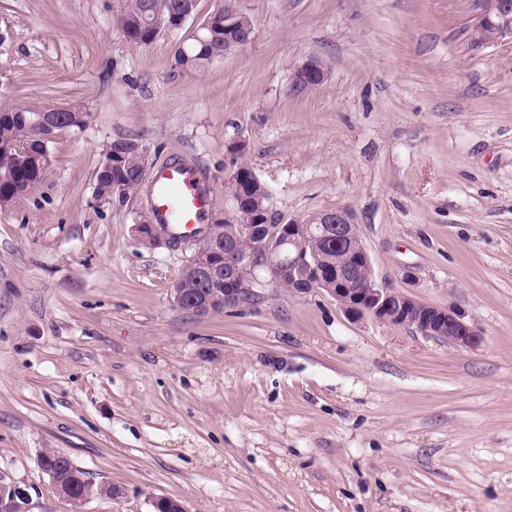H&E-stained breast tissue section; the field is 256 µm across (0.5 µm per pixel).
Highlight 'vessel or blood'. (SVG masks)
Segmentation results:
<instances>
[{
	"label": "vessel or blood",
	"instance_id": "1",
	"mask_svg": "<svg viewBox=\"0 0 512 512\" xmlns=\"http://www.w3.org/2000/svg\"><path fill=\"white\" fill-rule=\"evenodd\" d=\"M210 205V195L195 183L184 167L169 165L156 172L153 208L158 223L174 225L183 235H191L200 215Z\"/></svg>",
	"mask_w": 512,
	"mask_h": 512
}]
</instances>
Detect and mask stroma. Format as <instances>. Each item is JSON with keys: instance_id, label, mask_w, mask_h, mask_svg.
Returning <instances> with one entry per match:
<instances>
[{"instance_id": "1", "label": "stroma", "mask_w": 512, "mask_h": 512, "mask_svg": "<svg viewBox=\"0 0 512 512\" xmlns=\"http://www.w3.org/2000/svg\"><path fill=\"white\" fill-rule=\"evenodd\" d=\"M253 38L201 70L131 47L122 0H0V112L81 106L34 198L0 209V473L30 512H512V39L482 0H237ZM318 58L322 84L293 85ZM115 140L191 168L230 214L228 147L280 223L350 209L378 282L463 312L472 348L266 289L197 316L188 252L134 238L149 183L94 197ZM62 451L117 497L81 509ZM506 1L483 0L474 28L478 44H494L507 37L512 39V4ZM40 467L51 477L54 489L64 497L71 500L76 506H80V495L84 488L89 487L94 496L115 497L118 490L112 485L97 484L87 479V473L77 467L69 456L60 451L50 450L42 453L39 457ZM64 491V494L61 493ZM82 502L91 499L87 494L81 495Z\"/></svg>"}]
</instances>
